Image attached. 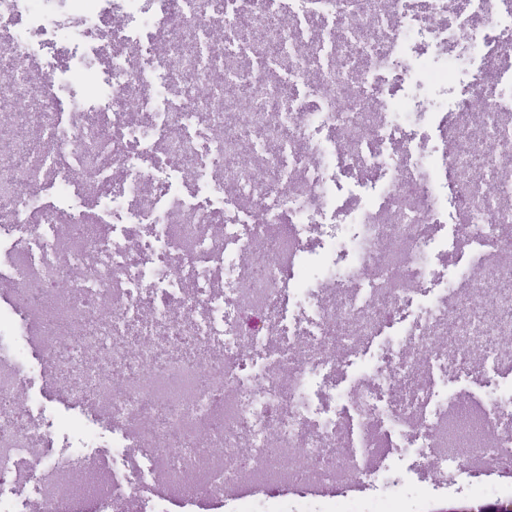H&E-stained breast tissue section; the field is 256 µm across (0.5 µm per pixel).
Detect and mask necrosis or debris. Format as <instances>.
Instances as JSON below:
<instances>
[{"label":"necrosis or debris","instance_id":"4bbe7bcc","mask_svg":"<svg viewBox=\"0 0 512 512\" xmlns=\"http://www.w3.org/2000/svg\"><path fill=\"white\" fill-rule=\"evenodd\" d=\"M0 32V227L22 213L43 228L9 252L25 321L0 311V512H113L147 477L166 512L173 496L222 501L228 473L262 488L369 477L373 512H393L405 484L372 464L390 448L430 449L435 470L512 446L490 437L512 393L452 401L417 367L465 368L512 339V0H0ZM52 42L65 62L45 57ZM472 70L465 97H441ZM422 121L432 145L407 134ZM446 217L448 244L432 232ZM458 254L470 266L445 277L436 257ZM414 304L408 335L337 388L345 340ZM29 347L119 423L111 462L95 429L78 432V470L17 428Z\"/></svg>","mask_w":512,"mask_h":512}]
</instances>
